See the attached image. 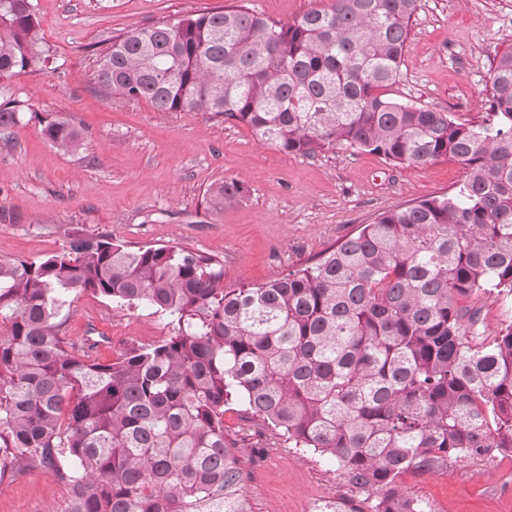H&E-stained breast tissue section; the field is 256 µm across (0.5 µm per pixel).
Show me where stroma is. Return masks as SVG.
Here are the masks:
<instances>
[{
  "label": "stroma",
  "mask_w": 512,
  "mask_h": 512,
  "mask_svg": "<svg viewBox=\"0 0 512 512\" xmlns=\"http://www.w3.org/2000/svg\"><path fill=\"white\" fill-rule=\"evenodd\" d=\"M232 2L31 0L53 63L8 81L29 110L0 133V257L47 256L74 238L109 234L132 249L178 246L212 257L224 287L257 285L315 263L379 213L450 194L463 182L464 167L450 159L415 167L342 148L314 158L287 154L211 113L158 112L92 87L96 44ZM510 45L512 0H421L390 92L479 120L493 59ZM54 119L80 131L78 151L62 152L44 138L42 127ZM227 177L249 192L212 211L207 190ZM57 320L67 342L101 337L95 356L102 361L169 334L165 314L87 293L69 297ZM246 420L243 406H226V431L259 456L245 487L253 512H302L319 493L354 499L337 464L291 447L264 422L248 430ZM398 482L432 512H512L511 455L409 470ZM68 497L44 468L0 481V512H62Z\"/></svg>",
  "instance_id": "obj_1"
}]
</instances>
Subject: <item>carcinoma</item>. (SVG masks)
Returning a JSON list of instances; mask_svg holds the SVG:
<instances>
[{
	"label": "carcinoma",
	"mask_w": 512,
	"mask_h": 512,
	"mask_svg": "<svg viewBox=\"0 0 512 512\" xmlns=\"http://www.w3.org/2000/svg\"><path fill=\"white\" fill-rule=\"evenodd\" d=\"M420 2L331 0L278 24L237 0L108 40L92 78L105 95L210 112L289 154L450 157L466 178L260 285L225 288L211 258L109 235L0 257V481L50 469L69 486L65 512H251L231 401L337 463L376 495L372 512H430L399 486L408 470L512 455V323L476 342L465 304L512 295V47L479 121L391 97ZM49 61L30 0H0V81ZM27 109L0 86V132ZM42 132L82 145L66 120ZM247 192L228 177L207 202L222 211ZM73 293L152 307L170 336L100 362L98 340L78 351L59 335Z\"/></svg>",
	"instance_id": "1"
}]
</instances>
